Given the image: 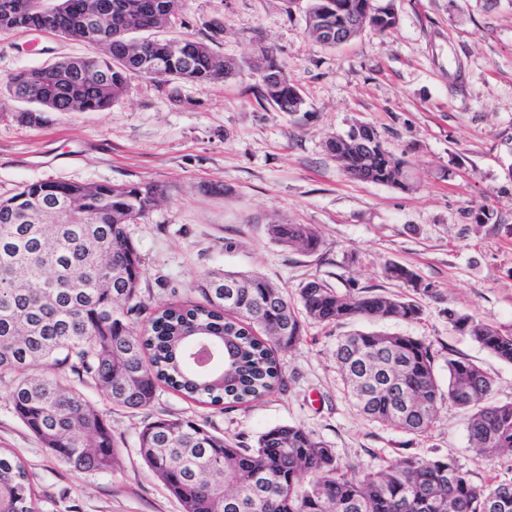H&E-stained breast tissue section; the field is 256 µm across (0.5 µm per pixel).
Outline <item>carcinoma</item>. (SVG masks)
I'll list each match as a JSON object with an SVG mask.
<instances>
[{
  "mask_svg": "<svg viewBox=\"0 0 512 512\" xmlns=\"http://www.w3.org/2000/svg\"><path fill=\"white\" fill-rule=\"evenodd\" d=\"M112 41L100 57L24 69L7 85L31 104L22 118L42 112H98L119 98L133 76L157 83L220 81L239 65L190 38L157 33L172 26L177 0H111ZM310 0L306 29L334 47L325 29H345L370 0ZM87 0H0V32L50 30L62 37L85 34ZM165 61L163 75L153 67ZM252 73L260 93L283 112L296 111L298 87L270 47L261 49ZM328 149L349 176L405 186L403 162L366 127L354 137L336 136ZM154 185L78 184L59 181L22 186L0 199V382L11 383L15 416L59 462L77 470L111 473L118 464L112 427L81 387L103 391L115 407L140 410L163 385L204 405L242 406L282 384L278 353L303 340L302 317L325 325L358 319L417 321L422 306L409 297L372 291L340 294L319 279L308 281L294 303L284 289L254 274H206L200 300L156 310L150 327L136 331L146 271L126 225L155 206ZM84 192L91 219L60 216L45 223L41 209L60 196ZM280 245L314 252L320 245L309 224H271ZM386 275L409 288L418 275L401 265ZM448 322L482 349L512 363V333L449 311ZM204 330L224 344L215 369L224 382L188 362V350ZM341 381L367 420L422 436L435 425L443 402L470 411V449L493 460L512 452V402L493 400L494 379L465 359L447 361L448 391L441 389L432 344L408 335L355 331L338 339ZM139 454L151 473L179 501L182 512H488L509 495L512 482L477 485L450 458L405 457L358 477L332 449L299 425H277L255 445L242 446L182 418H158L138 435ZM0 512H39L35 481L20 459L0 448Z\"/></svg>",
  "mask_w": 512,
  "mask_h": 512,
  "instance_id": "cac0c4a2",
  "label": "carcinoma"
}]
</instances>
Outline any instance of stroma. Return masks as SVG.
Segmentation results:
<instances>
[{
    "label": "stroma",
    "instance_id": "obj_1",
    "mask_svg": "<svg viewBox=\"0 0 512 512\" xmlns=\"http://www.w3.org/2000/svg\"><path fill=\"white\" fill-rule=\"evenodd\" d=\"M393 5L389 34L365 28L331 49L306 32L308 0H179L169 37L209 44L224 58L255 62L274 48L305 103L289 114L261 100L248 72L211 85L131 78L104 112L19 116L5 86L18 71L100 47L47 32L0 34V198L26 183L163 185L164 198L128 225L150 308L193 298L210 271L256 272L296 295L312 279L342 294H402L386 265L414 270L421 321L363 320L367 332L422 337L436 369L465 358L512 401V363L455 331L449 311L512 332V0H373ZM358 122L372 126L405 161L407 188L349 177L327 144ZM493 213L476 223L478 208ZM271 224H309L316 252L273 241ZM350 325L304 323V339L282 355L283 385L248 408L220 413L158 390L143 410L112 406L87 389L106 417L119 464L108 474L62 465L14 415L0 383V448L33 475L40 512H181L147 469L138 433L159 417L207 421L225 437L255 444L267 428L299 425L362 475L407 456L453 458L476 483L512 481V454L494 461L469 448L466 417L443 404L417 437L368 421L350 403L334 349Z\"/></svg>",
    "mask_w": 512,
    "mask_h": 512
}]
</instances>
